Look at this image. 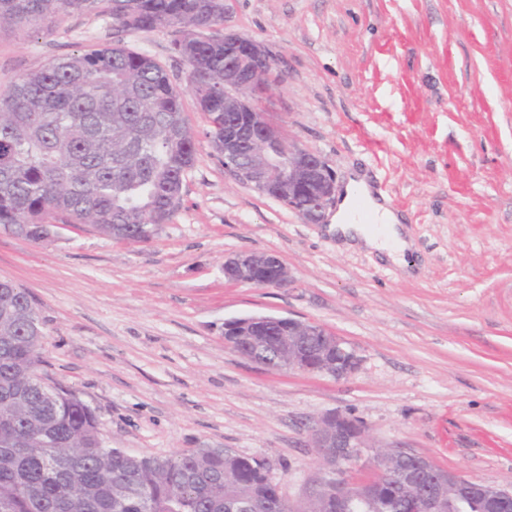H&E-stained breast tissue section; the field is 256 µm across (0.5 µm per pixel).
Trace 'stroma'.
<instances>
[{
    "instance_id": "obj_1",
    "label": "stroma",
    "mask_w": 512,
    "mask_h": 512,
    "mask_svg": "<svg viewBox=\"0 0 512 512\" xmlns=\"http://www.w3.org/2000/svg\"><path fill=\"white\" fill-rule=\"evenodd\" d=\"M218 29L264 43L279 76L268 115L319 153L337 185L365 172L404 216L417 271L345 249L238 183L192 96L196 160L177 211L130 244L82 224L44 242L0 230V282L45 324L39 371L133 455L231 448L264 459L291 505L325 472L311 429L358 421L383 445L489 484H512V0H224ZM178 27L113 28L61 14L51 31L0 27V83L112 41L161 62ZM275 254L288 287L224 277L236 253ZM312 321L359 358L333 379L266 368L231 350L224 323Z\"/></svg>"
}]
</instances>
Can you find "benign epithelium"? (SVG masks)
Listing matches in <instances>:
<instances>
[{
  "label": "benign epithelium",
  "mask_w": 512,
  "mask_h": 512,
  "mask_svg": "<svg viewBox=\"0 0 512 512\" xmlns=\"http://www.w3.org/2000/svg\"><path fill=\"white\" fill-rule=\"evenodd\" d=\"M224 53H237L240 60L224 66V111L250 113V128L259 133L254 157L238 158L240 133L224 127V167L236 181L258 192L269 183H281L283 198L308 224H321L331 207L336 192L335 176L328 162L318 153L290 144L267 119L260 98L269 94L258 89L266 69H274V58L262 43L236 33H224ZM224 277L259 288H286L290 283L287 267L275 255L244 253L224 260ZM267 315H249L224 322V331L233 339L251 340L254 331ZM288 336V362L283 371L319 374L336 379L353 373L359 365L355 352L322 326L281 317ZM313 447L327 463L313 496L336 493V501L350 503L362 499L364 482L347 481L344 473L351 465L360 464L382 479L389 476L397 454L420 460L428 474L429 486L422 483L420 473L411 472L403 480L405 497L402 512H512V486L505 488L468 479L446 470L439 476L428 467L429 458L401 446H379L370 442L364 428L355 420L333 414L323 417L312 427Z\"/></svg>",
  "instance_id": "obj_1"
}]
</instances>
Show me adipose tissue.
<instances>
[{"label":"adipose tissue","instance_id":"obj_1","mask_svg":"<svg viewBox=\"0 0 512 512\" xmlns=\"http://www.w3.org/2000/svg\"><path fill=\"white\" fill-rule=\"evenodd\" d=\"M326 231L336 236L344 248H363L401 266L406 265L413 248L402 216L357 172L348 175Z\"/></svg>","mask_w":512,"mask_h":512}]
</instances>
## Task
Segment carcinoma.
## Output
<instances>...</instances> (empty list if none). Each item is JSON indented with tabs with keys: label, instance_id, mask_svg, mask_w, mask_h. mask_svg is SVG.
I'll return each instance as SVG.
<instances>
[{
	"label": "carcinoma",
	"instance_id": "obj_1",
	"mask_svg": "<svg viewBox=\"0 0 512 512\" xmlns=\"http://www.w3.org/2000/svg\"><path fill=\"white\" fill-rule=\"evenodd\" d=\"M107 15L125 30L171 25L187 87L224 155V42L195 29L224 20V0H0V24L38 27L64 11ZM183 93L153 57L120 43L53 60L0 89V227L32 242L52 222L147 241L171 221L195 162ZM44 326L28 293L0 283V507L6 512H282L266 464L232 448L170 456L107 448L90 408L38 373ZM243 354L288 357L276 323ZM396 482L348 512H400Z\"/></svg>",
	"mask_w": 512,
	"mask_h": 512
}]
</instances>
